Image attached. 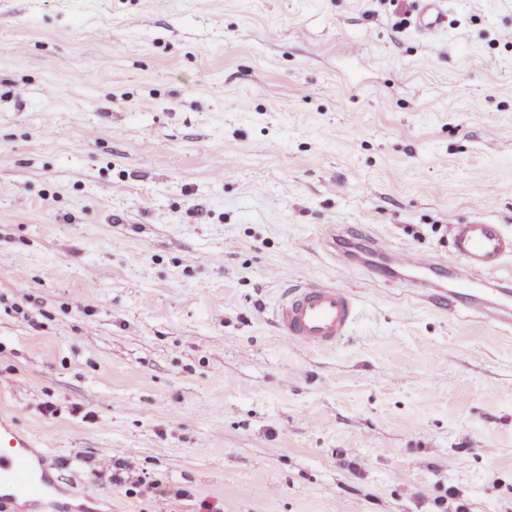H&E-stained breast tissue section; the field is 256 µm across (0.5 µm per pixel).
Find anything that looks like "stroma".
Listing matches in <instances>:
<instances>
[{
  "instance_id": "35a3bbf8",
  "label": "stroma",
  "mask_w": 512,
  "mask_h": 512,
  "mask_svg": "<svg viewBox=\"0 0 512 512\" xmlns=\"http://www.w3.org/2000/svg\"><path fill=\"white\" fill-rule=\"evenodd\" d=\"M415 15L0 0V415L91 512H512V327L326 247L512 235V0ZM313 281L356 298L333 349L275 328ZM443 4L444 0H418L415 27L419 33L426 37L436 33L445 18ZM117 448H107L102 451L99 458V471L95 476L101 478L103 474L112 469V482H125L131 484L128 488L130 494H139L146 496H156L160 492V483L155 479H150L145 472H136V467L132 462L118 455ZM112 453V455H110Z\"/></svg>"
}]
</instances>
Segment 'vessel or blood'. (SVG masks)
Wrapping results in <instances>:
<instances>
[{"mask_svg":"<svg viewBox=\"0 0 512 512\" xmlns=\"http://www.w3.org/2000/svg\"><path fill=\"white\" fill-rule=\"evenodd\" d=\"M444 0H418L415 27L432 36L444 20ZM449 247L459 259L461 285L450 291L449 304L472 303L473 287L512 257V236L500 225L477 220L451 225ZM407 271H430L431 258L403 250L393 258ZM357 318L355 297L348 289L331 285H294L286 288L276 310V327L288 340L309 347L336 346L348 335ZM34 439L21 435L0 417V500L26 498L34 504L52 496L56 489L42 457L35 451Z\"/></svg>","mask_w":512,"mask_h":512,"instance_id":"vessel-or-blood-1","label":"vessel or blood"}]
</instances>
